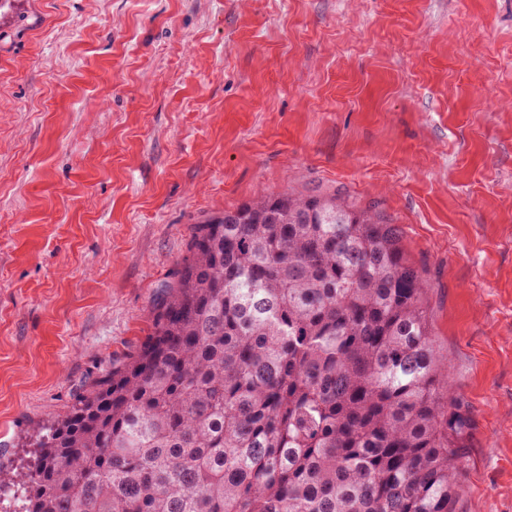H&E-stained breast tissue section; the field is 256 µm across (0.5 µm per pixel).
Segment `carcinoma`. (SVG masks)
Instances as JSON below:
<instances>
[{
	"instance_id": "obj_1",
	"label": "carcinoma",
	"mask_w": 512,
	"mask_h": 512,
	"mask_svg": "<svg viewBox=\"0 0 512 512\" xmlns=\"http://www.w3.org/2000/svg\"><path fill=\"white\" fill-rule=\"evenodd\" d=\"M427 288L373 206L197 225L151 334L43 433L24 512H457L468 418Z\"/></svg>"
}]
</instances>
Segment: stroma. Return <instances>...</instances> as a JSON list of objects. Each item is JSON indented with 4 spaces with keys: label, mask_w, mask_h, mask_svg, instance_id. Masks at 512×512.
Masks as SVG:
<instances>
[{
    "label": "stroma",
    "mask_w": 512,
    "mask_h": 512,
    "mask_svg": "<svg viewBox=\"0 0 512 512\" xmlns=\"http://www.w3.org/2000/svg\"><path fill=\"white\" fill-rule=\"evenodd\" d=\"M288 192L400 225L457 512H512V0H0V512L194 226Z\"/></svg>",
    "instance_id": "stroma-1"
}]
</instances>
